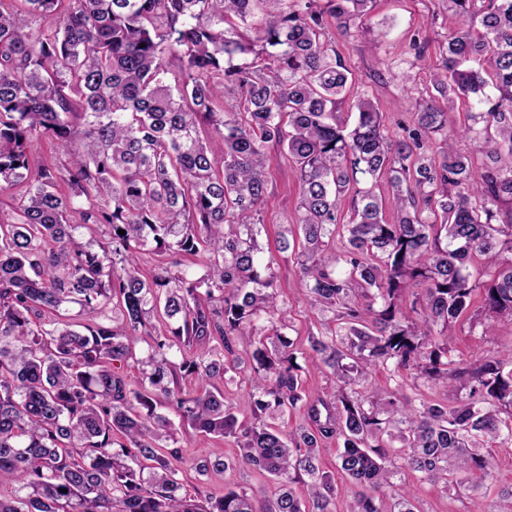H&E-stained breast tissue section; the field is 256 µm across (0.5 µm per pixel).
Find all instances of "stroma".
<instances>
[{
  "label": "stroma",
  "instance_id": "obj_1",
  "mask_svg": "<svg viewBox=\"0 0 512 512\" xmlns=\"http://www.w3.org/2000/svg\"><path fill=\"white\" fill-rule=\"evenodd\" d=\"M454 25V18L444 12L441 0H375L363 29L348 35L340 29H331L330 35L354 76L351 91L342 105L343 111H350L359 96L367 95L373 99L389 133H397L401 127L412 124L415 103L429 85L428 71L439 67L441 47ZM417 40L425 44L427 67L423 70L412 67V44ZM408 71L412 72L413 79L406 83L401 76ZM267 167L268 190L263 205L266 231L259 242L263 248L271 249L280 225L292 223L295 218L298 183L293 168L279 150L269 151ZM276 274L277 289L288 301V317L293 325L291 337L299 351L297 362L302 366L303 389L309 395L332 392L334 378L306 365L307 336L317 330L319 322L303 298L293 262H280ZM453 347L455 356L464 359L497 355L512 348V326L486 320L462 324ZM230 483L253 490L272 488L269 479L256 472L201 477L190 471L184 480L186 489L199 486L214 498L223 496L225 485Z\"/></svg>",
  "mask_w": 512,
  "mask_h": 512
}]
</instances>
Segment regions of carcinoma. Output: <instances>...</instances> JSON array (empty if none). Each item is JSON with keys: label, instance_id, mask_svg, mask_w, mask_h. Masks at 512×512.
Here are the masks:
<instances>
[{"label": "carcinoma", "instance_id": "carcinoma-1", "mask_svg": "<svg viewBox=\"0 0 512 512\" xmlns=\"http://www.w3.org/2000/svg\"><path fill=\"white\" fill-rule=\"evenodd\" d=\"M447 2L458 24L397 138L367 97L353 125L338 113L353 78L326 29L348 32L374 0L0 2V206L18 201L0 218V512H335L318 464L329 439L356 487L347 512H419L400 472L480 491L479 449L512 446V349L457 361L450 341L477 293L512 324V164L495 166L512 158V0ZM456 97L471 112L451 130ZM43 136L52 165L32 156ZM271 147L296 171L298 205L266 255ZM476 154L491 161L478 175ZM89 226L107 239L78 241ZM148 250L165 257L149 278ZM287 252L324 318L307 354L336 379L330 396L302 389L276 292ZM69 304L103 319L76 330ZM246 362L241 420L221 385ZM378 367L394 385L372 384ZM404 372L457 397H410ZM181 373L200 388L180 389ZM171 399L176 423L158 412ZM300 404L307 425L282 428ZM186 427L240 447L188 470L257 471L275 492L188 494ZM473 512H512V486Z\"/></svg>", "mask_w": 512, "mask_h": 512}]
</instances>
